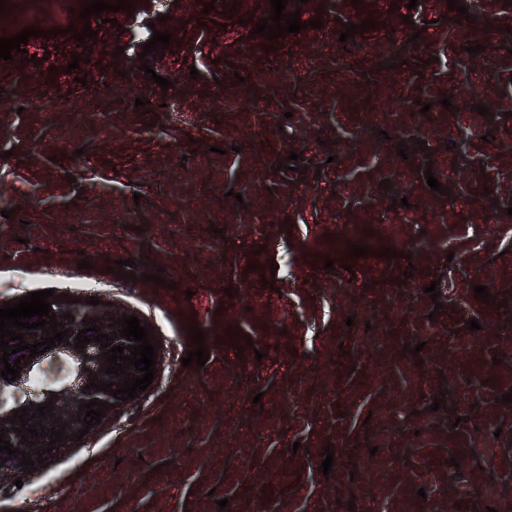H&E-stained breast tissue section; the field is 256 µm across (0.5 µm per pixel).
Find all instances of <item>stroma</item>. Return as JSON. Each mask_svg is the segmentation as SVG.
<instances>
[{
	"label": "stroma",
	"mask_w": 512,
	"mask_h": 512,
	"mask_svg": "<svg viewBox=\"0 0 512 512\" xmlns=\"http://www.w3.org/2000/svg\"><path fill=\"white\" fill-rule=\"evenodd\" d=\"M204 3L116 12L82 84L69 33L29 39L40 64L0 60V303L87 280L160 342L151 388L21 485L1 479L0 512H503L512 0H460L464 15L289 0L323 26L270 51L254 32L270 0ZM368 17L376 28L340 41ZM157 30L178 44L149 56L165 90L139 69ZM354 244L370 256L349 258ZM119 259L135 280L109 272ZM193 325L201 367L181 363Z\"/></svg>",
	"instance_id": "obj_1"
}]
</instances>
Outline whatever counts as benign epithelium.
Returning <instances> with one entry per match:
<instances>
[{
	"mask_svg": "<svg viewBox=\"0 0 512 512\" xmlns=\"http://www.w3.org/2000/svg\"><path fill=\"white\" fill-rule=\"evenodd\" d=\"M66 310L75 317V320L67 318H57V322L63 324V328L68 330L69 341L62 342L53 349L35 357H29V352H24L26 355L25 363L27 366L22 368L21 376L16 378L15 381L11 382V394L14 397L13 405L1 408L0 407V426L5 428L6 436L10 439L13 447L20 448L28 454H35V450L38 447L46 445L48 439H33V444H21L19 440L21 437L17 436L13 432L12 427H20V424L11 425L7 423V420L12 418L14 410L21 407L31 408L37 404H41L54 399V411L46 415V419L43 420V424L46 428L55 426L54 420H59V423H68L66 427V434L77 433L82 429V424L78 423V416L85 415V410L79 409V405L88 402L95 398L99 402L107 401L111 404L116 405V409L124 406L122 401L115 399L107 393H103L94 388L83 391V387L90 383L89 374L98 376V379L106 383H117L122 381V378L114 374H104L102 370L106 369L107 363L102 361V355H104V349L101 347V343L94 341L96 333L89 331L86 333L88 338L92 339V342L87 344L83 349H75L72 342L78 334V331L84 329V325H95L97 321L95 318H100V322L103 323V328L100 332L109 334L111 332H118V328H109L111 320H119L123 317V314L116 311H90L83 310L81 308H75L66 306ZM87 319V323H82V319ZM64 363L69 366L70 374L68 379L59 387L49 392H40L32 389L27 385V381L37 368L44 369L50 364Z\"/></svg>",
	"mask_w": 512,
	"mask_h": 512,
	"instance_id": "7a95c632",
	"label": "benign epithelium"
}]
</instances>
